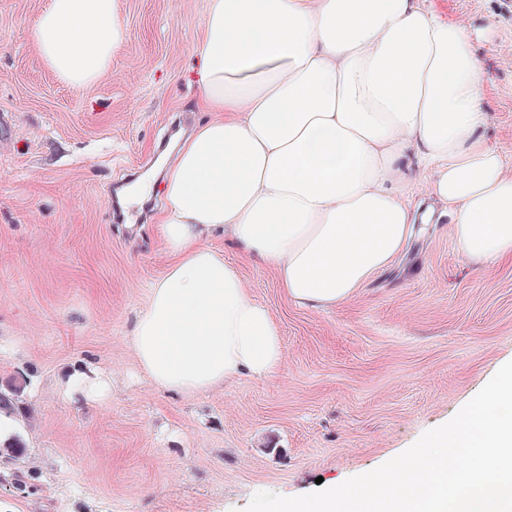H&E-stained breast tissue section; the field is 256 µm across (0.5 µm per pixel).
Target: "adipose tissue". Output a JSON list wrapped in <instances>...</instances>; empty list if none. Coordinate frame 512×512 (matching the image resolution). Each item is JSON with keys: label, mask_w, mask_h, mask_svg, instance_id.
<instances>
[{"label": "adipose tissue", "mask_w": 512, "mask_h": 512, "mask_svg": "<svg viewBox=\"0 0 512 512\" xmlns=\"http://www.w3.org/2000/svg\"><path fill=\"white\" fill-rule=\"evenodd\" d=\"M203 27L209 117L161 185L170 262L129 339L155 387L193 395L284 367L270 311L211 233L315 311L388 267L439 204L466 263L512 259V167L484 135L483 62L464 26L426 0H208ZM31 38L57 77L87 86L128 31L117 0H48ZM64 395L107 402L112 377L74 370Z\"/></svg>", "instance_id": "adipose-tissue-1"}]
</instances>
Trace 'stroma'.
Wrapping results in <instances>:
<instances>
[{
  "label": "stroma",
  "instance_id": "stroma-1",
  "mask_svg": "<svg viewBox=\"0 0 512 512\" xmlns=\"http://www.w3.org/2000/svg\"><path fill=\"white\" fill-rule=\"evenodd\" d=\"M45 0H0V387L22 378V446L0 452V512H243L372 471L450 420L512 360V262L464 264L447 225L333 310L288 300L276 274L221 233L285 349L274 378L183 395L157 389L128 340L168 255L163 204L114 220L127 176L207 118L192 81L207 0H118L128 39L97 82L72 87L30 36ZM472 33L485 135L512 161V0H427ZM112 377L102 406L67 402L78 366ZM33 472L15 492L11 474Z\"/></svg>",
  "mask_w": 512,
  "mask_h": 512
}]
</instances>
